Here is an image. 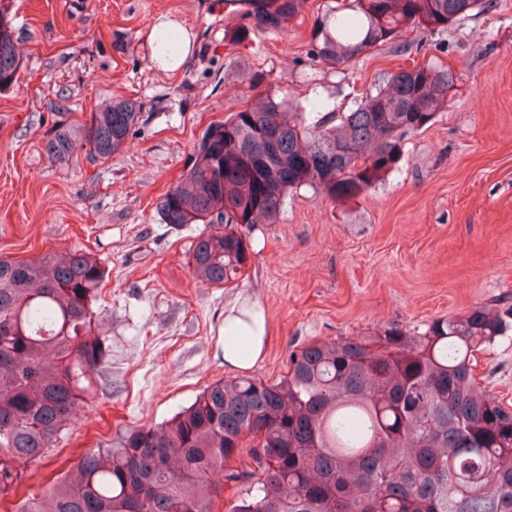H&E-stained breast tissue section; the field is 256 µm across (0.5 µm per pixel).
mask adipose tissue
<instances>
[{"instance_id": "ef3b65f1", "label": "adipose tissue", "mask_w": 512, "mask_h": 512, "mask_svg": "<svg viewBox=\"0 0 512 512\" xmlns=\"http://www.w3.org/2000/svg\"><path fill=\"white\" fill-rule=\"evenodd\" d=\"M268 333L267 322L256 302L233 303L224 317V362L242 373L261 360Z\"/></svg>"}]
</instances>
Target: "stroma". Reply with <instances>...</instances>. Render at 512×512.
<instances>
[{
	"instance_id": "obj_1",
	"label": "stroma",
	"mask_w": 512,
	"mask_h": 512,
	"mask_svg": "<svg viewBox=\"0 0 512 512\" xmlns=\"http://www.w3.org/2000/svg\"><path fill=\"white\" fill-rule=\"evenodd\" d=\"M307 0L281 34L228 49L239 23L224 0H0L13 18L21 66L0 92V257L81 249L106 272L96 331L112 350L91 405L24 465L36 489L71 473L116 432L157 425L207 385L234 378L224 363V310L257 302L269 326L253 377L275 382L296 347L399 326L425 331L498 300L512 303V0H492L442 32L413 30L410 54L386 45L333 66L311 53L318 12ZM194 37L173 74L146 42L159 18ZM458 75L448 105L408 137L382 183L340 203L290 191L278 223L250 232L253 256L220 287L188 263L200 227L164 223L160 197L187 172L208 125L239 110L250 81L295 104L320 96L345 112L392 68L411 62ZM115 99L141 119L105 160L86 149L58 161L46 143L58 121L79 126ZM481 386L512 403V336L479 356Z\"/></svg>"
}]
</instances>
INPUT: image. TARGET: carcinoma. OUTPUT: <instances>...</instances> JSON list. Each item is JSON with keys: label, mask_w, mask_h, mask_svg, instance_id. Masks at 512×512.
<instances>
[{"label": "carcinoma", "mask_w": 512, "mask_h": 512, "mask_svg": "<svg viewBox=\"0 0 512 512\" xmlns=\"http://www.w3.org/2000/svg\"><path fill=\"white\" fill-rule=\"evenodd\" d=\"M306 0H224L242 24L229 36L286 33ZM488 0H340L316 19L311 54L341 65L418 28L444 30ZM8 11H0V92L17 79ZM457 74L412 63L355 109L315 98L277 101L254 84L241 108L206 130L185 177L161 199L167 224H202L193 274L236 281L251 258L241 226L274 224L302 186L342 202L376 187L408 136L447 105ZM138 105L116 99L83 134L59 123L46 149H123ZM105 270L82 250L0 258V497L21 491V466L86 402L109 357L94 333ZM512 332V304L478 306L413 334L391 326L290 352L279 381L239 376L207 386L159 425L116 433L84 452L78 479L23 492L16 512H512V405L476 381V355ZM247 455L250 464L232 461Z\"/></svg>", "instance_id": "obj_1"}]
</instances>
